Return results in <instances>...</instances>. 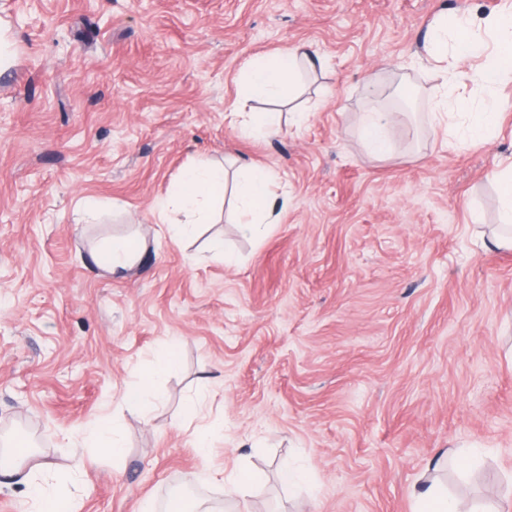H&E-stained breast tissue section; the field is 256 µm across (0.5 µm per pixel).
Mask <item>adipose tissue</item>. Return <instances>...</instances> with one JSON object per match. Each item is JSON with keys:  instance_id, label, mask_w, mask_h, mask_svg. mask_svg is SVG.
Segmentation results:
<instances>
[{"instance_id": "1", "label": "adipose tissue", "mask_w": 512, "mask_h": 512, "mask_svg": "<svg viewBox=\"0 0 512 512\" xmlns=\"http://www.w3.org/2000/svg\"><path fill=\"white\" fill-rule=\"evenodd\" d=\"M491 40L475 33L468 16H439L431 25L427 39L430 63L446 77L455 76L464 66L476 64L484 84H494L501 76L512 73V9L500 13L488 22ZM321 59L310 51L294 48L274 57L256 56L244 66L239 83L241 93L224 114L229 126L239 136L256 134L271 136L278 132L281 115L276 111L252 119L247 105L252 101L284 98L294 94L306 73L314 70ZM467 115L459 140L472 144L489 141L499 126L498 106L486 99L474 106L464 95L452 99L440 98L435 105V118L443 122L455 115ZM232 192L234 215L243 234L256 232L259 225L278 223L288 207L286 187L277 185L265 170L240 163L236 172H228L224 164L201 161L182 172L168 196L156 204L160 222H167L169 212L182 214L174 233L181 238L192 237L198 225L214 221L216 208L223 204L225 192ZM147 251L143 236H131L112 244L99 257L108 275L120 279L138 263ZM26 452L0 453V476L24 485L28 490L27 512H74L69 499L52 492L46 477L47 465L25 466Z\"/></svg>"}]
</instances>
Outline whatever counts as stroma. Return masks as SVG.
Returning <instances> with one entry per match:
<instances>
[{
	"mask_svg": "<svg viewBox=\"0 0 512 512\" xmlns=\"http://www.w3.org/2000/svg\"><path fill=\"white\" fill-rule=\"evenodd\" d=\"M508 4L0 0V439L22 433L75 512H167L177 491L224 512V481L244 466L264 476L248 512H412L442 454L433 474L461 503L502 497L512 250L489 236L512 79L490 91L494 138L461 144L433 119L441 81L418 53L436 15L479 22ZM294 45L325 69L279 103L277 135L235 136L224 111L241 69ZM380 108L394 114L385 158L358 125ZM227 155L286 186L280 222L161 233L155 200L198 158ZM88 199L96 212L81 211ZM133 231L147 253L109 278L93 249ZM217 237L234 264L211 254ZM170 342L180 367L150 409L120 406ZM190 399L203 419L184 418ZM109 416L117 461L81 436ZM287 458L306 463L307 487L279 482Z\"/></svg>",
	"mask_w": 512,
	"mask_h": 512,
	"instance_id": "35a3bbf8",
	"label": "stroma"
}]
</instances>
